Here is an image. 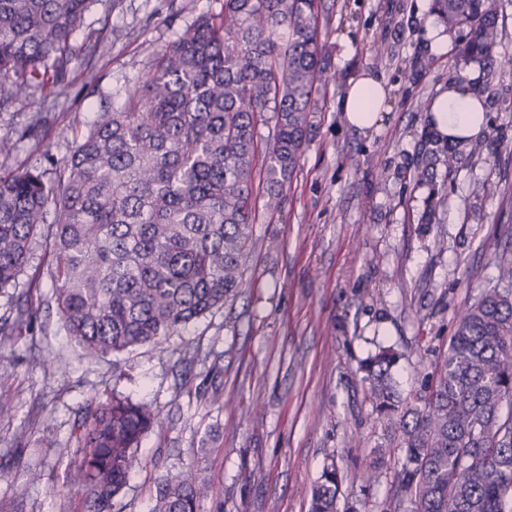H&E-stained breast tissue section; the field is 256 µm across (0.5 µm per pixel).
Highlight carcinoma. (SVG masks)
<instances>
[{
	"mask_svg": "<svg viewBox=\"0 0 512 512\" xmlns=\"http://www.w3.org/2000/svg\"><path fill=\"white\" fill-rule=\"evenodd\" d=\"M91 0H0V107L31 89L64 94L73 35ZM162 50L119 109L97 113L62 167L0 169V293L17 286L30 245L50 243L52 296L90 357L158 346L224 307L243 285L258 199L275 211L296 174L319 88L333 79L321 0H218ZM499 0H434L462 30L465 61L493 60ZM56 219L46 223L49 207ZM505 288L457 315L448 353L424 387L402 395L381 347L360 365L384 441L400 451L396 493L410 512H512V258ZM30 296L0 320V344L31 325ZM160 426L147 402L114 396L87 408L69 486L83 512H112ZM327 463L310 512H339ZM207 487L188 470L158 485L151 512H198Z\"/></svg>",
	"mask_w": 512,
	"mask_h": 512,
	"instance_id": "carcinoma-1",
	"label": "carcinoma"
}]
</instances>
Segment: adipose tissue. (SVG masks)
<instances>
[{"label":"adipose tissue","mask_w":512,"mask_h":512,"mask_svg":"<svg viewBox=\"0 0 512 512\" xmlns=\"http://www.w3.org/2000/svg\"><path fill=\"white\" fill-rule=\"evenodd\" d=\"M386 98L384 82L365 72L348 82L339 100V108L350 126L368 131L380 126ZM428 121L438 138L453 144L481 135L486 125V114L481 97L472 87L452 83L435 97Z\"/></svg>","instance_id":"obj_1"}]
</instances>
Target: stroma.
<instances>
[{"label":"stroma","mask_w":512,"mask_h":512,"mask_svg":"<svg viewBox=\"0 0 512 512\" xmlns=\"http://www.w3.org/2000/svg\"><path fill=\"white\" fill-rule=\"evenodd\" d=\"M217 0H93L74 35L68 97L21 96L0 109V138L17 140L1 168L62 162L95 112L125 91L161 50ZM427 0H334L321 37L335 80L319 93L292 183L273 212L257 210L251 266L233 302L159 346L93 358L71 343L55 309L45 236L33 240L20 283L37 279L31 331L0 344L12 408L0 416V500L23 512H81L67 486L79 469L76 435L92 398L150 402L161 429L112 512H149L158 483L194 469L210 492L200 512H308L324 462L343 476L341 512H406L394 497L396 458L375 483L359 474L382 432L359 365L377 346L399 354L403 393L419 390L448 351L457 313L499 286L512 250V0H500L495 65L443 52ZM105 42L106 52L89 54ZM382 77V124L348 125L339 109L361 72ZM484 95L487 128L453 145L434 180L413 173L432 138L423 101L449 81ZM34 136L19 139L25 128ZM198 354L181 360L183 350ZM56 448L42 447L44 438Z\"/></svg>","instance_id":"1"}]
</instances>
